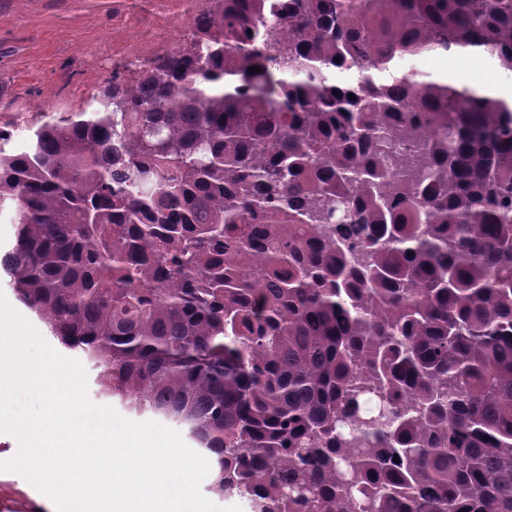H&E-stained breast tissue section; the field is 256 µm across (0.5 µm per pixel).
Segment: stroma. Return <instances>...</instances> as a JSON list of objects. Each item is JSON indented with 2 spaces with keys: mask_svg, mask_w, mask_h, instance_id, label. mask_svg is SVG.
Segmentation results:
<instances>
[{
  "mask_svg": "<svg viewBox=\"0 0 512 512\" xmlns=\"http://www.w3.org/2000/svg\"><path fill=\"white\" fill-rule=\"evenodd\" d=\"M193 0H0V127L23 146L50 116L91 109L113 74L147 62L192 33ZM481 87L512 85L486 61L453 54L409 61ZM0 512H56L24 477L0 472Z\"/></svg>",
  "mask_w": 512,
  "mask_h": 512,
  "instance_id": "1",
  "label": "stroma"
}]
</instances>
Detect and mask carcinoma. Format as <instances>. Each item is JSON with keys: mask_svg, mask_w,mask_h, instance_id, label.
<instances>
[{"mask_svg": "<svg viewBox=\"0 0 512 512\" xmlns=\"http://www.w3.org/2000/svg\"><path fill=\"white\" fill-rule=\"evenodd\" d=\"M512 0H205L22 150L0 268L253 512H512ZM260 71L251 74L249 68ZM478 60V62H475ZM405 70L426 72L431 75H444L448 71L456 74L459 82L474 87H485L488 82L510 87L512 80L498 73L489 63L481 58L453 54L411 60L405 64ZM448 73V77H452Z\"/></svg>", "mask_w": 512, "mask_h": 512, "instance_id": "1", "label": "carcinoma"}]
</instances>
